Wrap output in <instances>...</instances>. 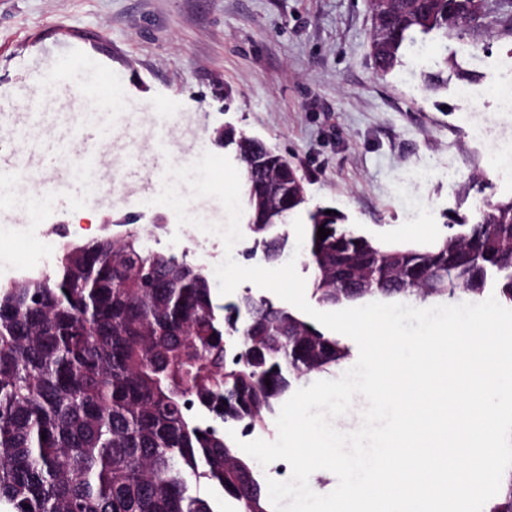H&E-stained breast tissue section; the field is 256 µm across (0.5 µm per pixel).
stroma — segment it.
I'll list each match as a JSON object with an SVG mask.
<instances>
[{
	"instance_id": "stroma-1",
	"label": "stroma",
	"mask_w": 512,
	"mask_h": 512,
	"mask_svg": "<svg viewBox=\"0 0 512 512\" xmlns=\"http://www.w3.org/2000/svg\"><path fill=\"white\" fill-rule=\"evenodd\" d=\"M368 0H0V107L24 111L57 101L33 85L34 72L56 66L54 45L69 42L94 58L104 75L121 78L135 105L118 126L103 180L121 183L148 160L139 139L157 133L154 115L177 120L167 133L185 165L196 137L207 151L234 157L216 143L230 128L276 147L304 179L308 208L339 212L360 234L386 241L432 242L452 218L472 217L482 199L512 197V168L499 144L512 141V112L494 108L504 89L493 60L512 54V38L471 24L465 36L479 58L461 68L478 77L481 104L448 70V86L421 91L424 65L410 50L402 68L379 75L370 53ZM460 68V69H461ZM97 212V235L124 232L131 217L143 248L186 259L206 274L224 257L220 237L181 226L167 207L128 194L98 211L96 204L45 211V249L30 250L32 221L0 232V257L29 269L53 260L77 211ZM201 236L208 254L192 243Z\"/></svg>"
}]
</instances>
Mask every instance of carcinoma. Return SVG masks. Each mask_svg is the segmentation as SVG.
Returning <instances> with one entry per match:
<instances>
[{"mask_svg":"<svg viewBox=\"0 0 512 512\" xmlns=\"http://www.w3.org/2000/svg\"><path fill=\"white\" fill-rule=\"evenodd\" d=\"M372 33L377 71L402 65L403 51L431 34L463 40L474 0H394ZM423 73L445 86L448 61ZM243 164L245 217L264 234L305 207L301 180L264 141L235 140ZM265 155L267 173L249 163ZM330 230L321 240L318 228ZM307 265L318 302L368 297L478 298L488 283L512 304V198L489 200L472 221L448 225L432 243L384 242L357 233L340 215L309 212ZM365 268V295L336 278V259ZM347 348L313 323L248 294L215 301L206 274L172 254L144 250L137 232L60 244L54 274L0 284V506L4 512H270L259 474L218 433L264 423L294 381L327 373ZM270 384H265V380ZM46 438H41V435ZM490 512H512V470Z\"/></svg>","mask_w":512,"mask_h":512,"instance_id":"cac0c4a2","label":"carcinoma"}]
</instances>
